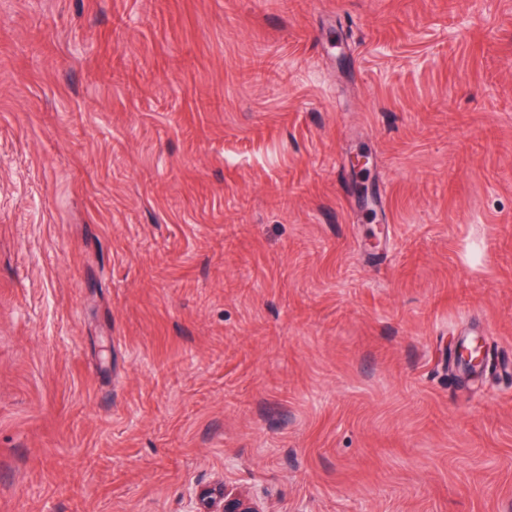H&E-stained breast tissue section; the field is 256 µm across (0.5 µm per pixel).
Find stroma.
<instances>
[{"label":"stroma","mask_w":512,"mask_h":512,"mask_svg":"<svg viewBox=\"0 0 512 512\" xmlns=\"http://www.w3.org/2000/svg\"><path fill=\"white\" fill-rule=\"evenodd\" d=\"M502 357L512 0H0V512H512ZM482 348L480 341H475V343L472 344V348L466 350H464V345H461L458 351L460 363L472 372L483 370L486 367V358ZM191 499L198 508L189 512H267L263 503L247 491L231 489L224 484V491L193 489Z\"/></svg>","instance_id":"1"}]
</instances>
